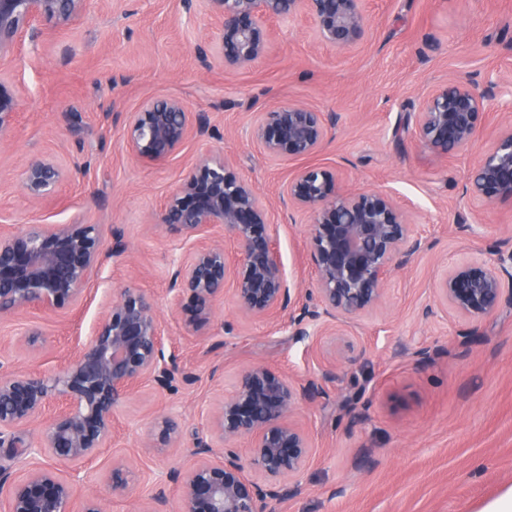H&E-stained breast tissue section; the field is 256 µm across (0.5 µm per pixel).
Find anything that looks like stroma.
Returning <instances> with one entry per match:
<instances>
[{
  "mask_svg": "<svg viewBox=\"0 0 512 512\" xmlns=\"http://www.w3.org/2000/svg\"><path fill=\"white\" fill-rule=\"evenodd\" d=\"M367 17L368 38L346 54L321 45L303 19L275 23L268 58L240 71L199 62L196 38L213 22L184 0H112L108 11L88 0L76 24L20 43L9 67L24 94L12 132L0 140V228L98 224L120 230L127 250L104 261L80 305L0 320V367L60 372L92 336L103 306L137 288L156 301L166 351L194 376L171 392L142 385L117 408L111 444L74 486V512L90 496L104 512H144L160 491L165 512H182L168 475L194 464L195 438L209 435L211 413L256 363L299 380L339 368L326 397L296 415L314 458L301 494L275 512H478L512 487V309L484 323L483 342L467 349L459 343L464 323L433 292L446 268L489 259L490 247L512 233V201L488 204L465 192L474 156L512 121V0H368ZM453 76L493 87L494 96L483 139L448 155L397 127L423 93ZM163 96L208 113L212 134L190 139L164 164L131 157L127 113ZM293 102L336 115L316 163L335 169L346 187L392 192L430 246L391 272L380 309L331 333L295 340L287 317L241 318L229 294L192 331L168 294L180 243L158 216L200 155L224 157L276 203L275 247L286 274L297 287L315 285L310 219L277 203L299 164L268 160L252 139L256 113ZM44 156L72 175L35 204L21 164ZM475 214L473 234L456 235L458 217ZM33 331L44 338L36 350L24 344ZM351 345L363 352L353 365L343 361ZM424 346L438 354L419 366L412 353ZM360 387L368 408L357 420L339 405ZM165 416L180 424L181 437L151 446L148 435ZM116 457L132 475L115 491L108 477Z\"/></svg>",
  "mask_w": 512,
  "mask_h": 512,
  "instance_id": "obj_1",
  "label": "stroma"
}]
</instances>
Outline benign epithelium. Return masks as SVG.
Returning a JSON list of instances; mask_svg holds the SVG:
<instances>
[{
  "instance_id": "7a95c632",
  "label": "benign epithelium",
  "mask_w": 512,
  "mask_h": 512,
  "mask_svg": "<svg viewBox=\"0 0 512 512\" xmlns=\"http://www.w3.org/2000/svg\"><path fill=\"white\" fill-rule=\"evenodd\" d=\"M87 0H0V139L13 128L22 85L3 70L28 27L49 30L77 22ZM215 27L202 34L197 57L218 59L226 70L253 67L266 59L275 30L272 22L303 17L320 41L346 52L367 35V0H200ZM494 86L479 89L454 78L430 89L414 113V136L424 148L453 153L472 146L488 125L487 101ZM335 116L302 103L259 113L253 128L258 148L272 159L305 160L323 147ZM208 114L193 112L175 97L145 102L126 116L125 147L132 156L156 163L171 160L192 137L210 130ZM50 157L27 161L22 183L35 202L47 200L66 178ZM466 193L487 203L512 201V125L502 129L490 152L480 156ZM288 208L310 218L309 259L313 289L290 287L274 248L273 206L222 157L203 155L168 196L160 223L190 243L170 277L168 293L187 326L200 329L229 285L238 311L252 318L288 312L292 336L303 340L370 314L385 301L384 283L430 247L415 235L409 213L385 190L355 191L335 170L308 165L288 180L281 194ZM229 234L239 248L229 262L214 235ZM125 251L112 232L107 245L97 224H29L0 233V317L32 309H62L85 298L103 262ZM493 259L464 261L447 269L435 293L448 312L470 325L469 344L479 325L512 306V237L490 248ZM191 379L178 356L166 353L162 325L152 296L124 289L99 318L93 335L53 375L0 372V449L21 447L18 428L36 422L46 408L56 410L34 452L72 463H89L112 441V415L136 387L149 383L170 389L177 378ZM302 381L264 365L245 370L233 394L209 419L211 438L191 449L197 463L173 471L169 481L183 493L182 512H274V504L301 493V472L312 458L308 431L294 420L301 405L327 396L325 383ZM180 437L167 417L157 440ZM242 438L250 446L234 444ZM127 464L112 462L109 483L127 486ZM8 488L7 512H69L73 479L49 468L10 479L0 465V491Z\"/></svg>"
}]
</instances>
